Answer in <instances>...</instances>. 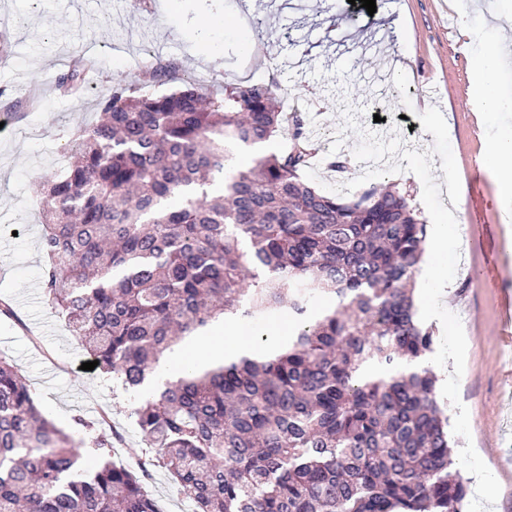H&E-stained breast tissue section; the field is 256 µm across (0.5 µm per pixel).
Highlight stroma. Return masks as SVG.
<instances>
[{
	"instance_id": "1",
	"label": "stroma",
	"mask_w": 512,
	"mask_h": 512,
	"mask_svg": "<svg viewBox=\"0 0 512 512\" xmlns=\"http://www.w3.org/2000/svg\"><path fill=\"white\" fill-rule=\"evenodd\" d=\"M239 2L144 0L136 10L130 0H0V32L10 40L0 53V300L15 311L14 318H0V353L14 360L42 412L75 440L86 437L81 420H97L105 408L117 435L113 462L152 458L131 415L142 392L82 370L88 355L43 295L44 185L64 173V147L79 125L95 121L98 95L118 84L153 93L140 79L145 53L178 65L172 87L188 81L209 90L267 74V65L243 46L245 39L259 40L279 58L281 80L297 85L285 110L306 102L316 116L308 134L318 139L325 161L304 171L312 186L349 195L376 183L360 166L376 147L389 158L392 180L416 188L415 204L427 223L450 207L463 218L478 209L479 221L468 224L459 248L440 261L454 282L452 294L438 300L431 288L418 286L416 312L434 330L427 361L443 368V407L454 468L468 487L466 512H512V348L495 300L497 293L512 294V250L494 180L481 164L487 138L512 133V110L490 127L474 120L478 106L467 98L476 76L474 46L512 42V27L494 19L493 0H473L489 20L466 38L448 31L449 24L472 23L456 11V0H375L372 14L349 0H265L258 8L267 19L262 32H223L220 23L238 18ZM402 51L408 72L388 78L404 91L386 101L392 118L382 125L374 120L382 90L374 77L384 59ZM82 53L98 59L88 92L60 94L58 77ZM31 91L35 107L13 108ZM428 102L443 112L447 134L428 132ZM341 148L349 159L345 174L329 165ZM443 166L453 170V184L441 181ZM482 475L497 489L489 504L477 492Z\"/></svg>"
}]
</instances>
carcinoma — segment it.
<instances>
[{"mask_svg":"<svg viewBox=\"0 0 512 512\" xmlns=\"http://www.w3.org/2000/svg\"><path fill=\"white\" fill-rule=\"evenodd\" d=\"M80 62L57 81L86 91ZM175 65L157 60L163 83ZM280 81L98 98L50 182L43 293L97 369L139 390L168 351L219 320L288 307L285 350L170 380L133 408L157 464L195 512H461L433 331L416 319L427 225L396 184L345 200L302 171L316 145ZM219 194L227 147L279 133ZM331 295L336 306L310 311ZM98 458L88 472L81 448ZM0 512H160L142 476L112 461V436L77 442L40 413L0 354Z\"/></svg>","mask_w":512,"mask_h":512,"instance_id":"1","label":"carcinoma"}]
</instances>
